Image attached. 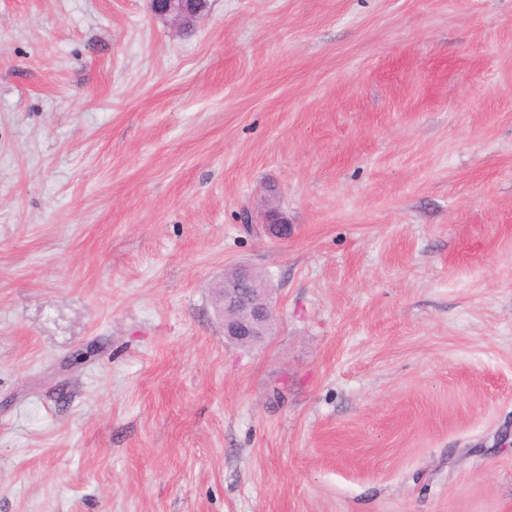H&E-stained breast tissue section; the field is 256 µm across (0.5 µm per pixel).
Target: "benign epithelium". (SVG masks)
I'll return each instance as SVG.
<instances>
[{"mask_svg": "<svg viewBox=\"0 0 512 512\" xmlns=\"http://www.w3.org/2000/svg\"><path fill=\"white\" fill-rule=\"evenodd\" d=\"M155 18L179 30L198 22L207 0H150ZM219 312L224 335L235 341H259L273 319V307L267 280L255 278L254 270L239 267L237 275L222 280Z\"/></svg>", "mask_w": 512, "mask_h": 512, "instance_id": "benign-epithelium-1", "label": "benign epithelium"}]
</instances>
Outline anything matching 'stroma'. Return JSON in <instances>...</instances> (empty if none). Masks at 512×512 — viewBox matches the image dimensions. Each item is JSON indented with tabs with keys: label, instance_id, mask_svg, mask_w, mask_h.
I'll list each match as a JSON object with an SVG mask.
<instances>
[{
	"label": "stroma",
	"instance_id": "1",
	"mask_svg": "<svg viewBox=\"0 0 512 512\" xmlns=\"http://www.w3.org/2000/svg\"><path fill=\"white\" fill-rule=\"evenodd\" d=\"M0 512H512V0H0ZM207 0H151V11L155 18L182 30L198 22L203 15ZM237 275L224 278L219 286V312L224 321V336L231 340L259 341L273 319L267 280H257L254 270L237 267Z\"/></svg>",
	"mask_w": 512,
	"mask_h": 512
}]
</instances>
